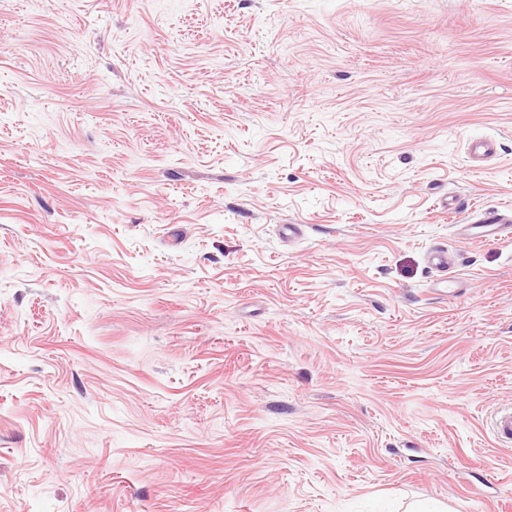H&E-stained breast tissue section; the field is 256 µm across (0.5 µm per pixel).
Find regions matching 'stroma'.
<instances>
[{"instance_id":"stroma-1","label":"stroma","mask_w":512,"mask_h":512,"mask_svg":"<svg viewBox=\"0 0 512 512\" xmlns=\"http://www.w3.org/2000/svg\"><path fill=\"white\" fill-rule=\"evenodd\" d=\"M481 207L512 0H0V512H512ZM499 142L495 138H483L472 140L469 144L468 150L470 157L473 161L480 163L494 157L498 154Z\"/></svg>"}]
</instances>
